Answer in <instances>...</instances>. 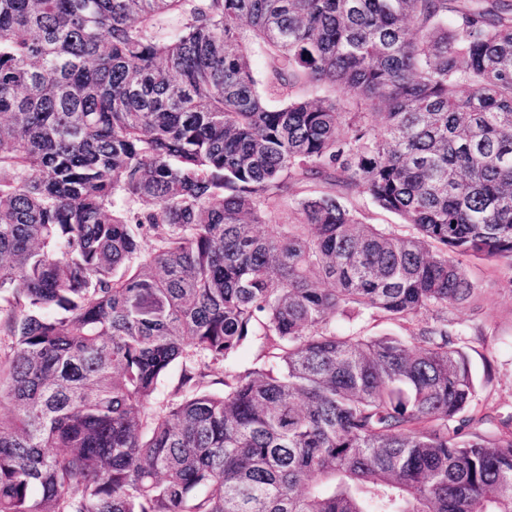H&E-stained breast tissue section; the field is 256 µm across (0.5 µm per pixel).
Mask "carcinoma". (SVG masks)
I'll list each match as a JSON object with an SVG mask.
<instances>
[{
	"label": "carcinoma",
	"instance_id": "cac0c4a2",
	"mask_svg": "<svg viewBox=\"0 0 512 512\" xmlns=\"http://www.w3.org/2000/svg\"><path fill=\"white\" fill-rule=\"evenodd\" d=\"M0 116V512H512L448 328L512 268V0H0ZM349 209L356 210L369 224H399L400 218L393 214L377 208L370 199L361 192H353L341 200ZM351 326L367 336H411L416 332L417 323L386 320L376 315L372 317L366 311L336 317V329L345 330Z\"/></svg>",
	"mask_w": 512,
	"mask_h": 512
}]
</instances>
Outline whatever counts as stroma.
I'll use <instances>...</instances> for the list:
<instances>
[{
	"label": "stroma",
	"mask_w": 512,
	"mask_h": 512,
	"mask_svg": "<svg viewBox=\"0 0 512 512\" xmlns=\"http://www.w3.org/2000/svg\"><path fill=\"white\" fill-rule=\"evenodd\" d=\"M477 282L467 303L449 304L448 319L462 332L466 350L479 376L475 402L488 406L496 420L512 418V270L506 264L464 258ZM337 329L354 328L368 336L415 333L412 323L387 320L368 312L337 316Z\"/></svg>",
	"instance_id": "1"
}]
</instances>
